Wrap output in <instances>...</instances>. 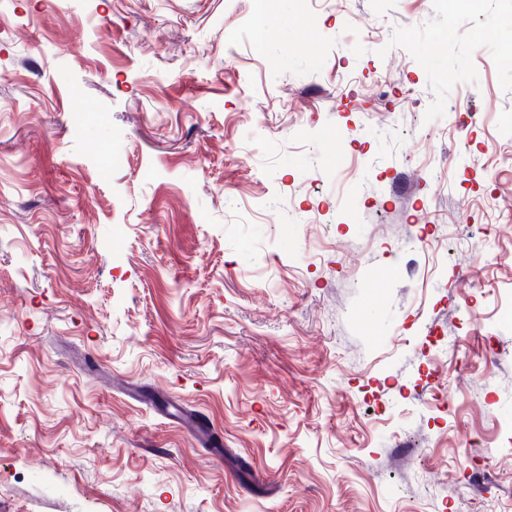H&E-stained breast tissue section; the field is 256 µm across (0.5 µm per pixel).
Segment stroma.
I'll list each match as a JSON object with an SVG mask.
<instances>
[{
    "mask_svg": "<svg viewBox=\"0 0 512 512\" xmlns=\"http://www.w3.org/2000/svg\"><path fill=\"white\" fill-rule=\"evenodd\" d=\"M511 8L0 0V512H512Z\"/></svg>",
    "mask_w": 512,
    "mask_h": 512,
    "instance_id": "35a3bbf8",
    "label": "stroma"
}]
</instances>
